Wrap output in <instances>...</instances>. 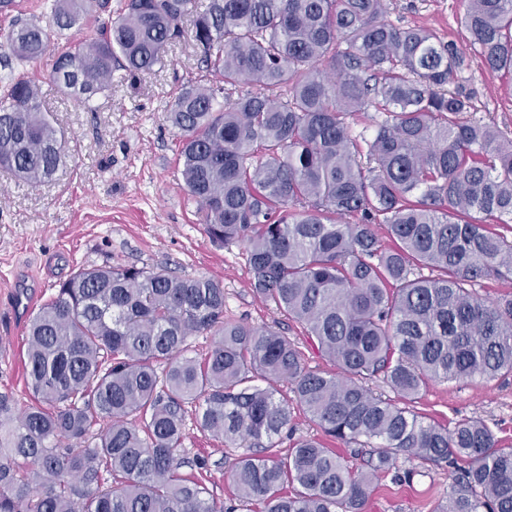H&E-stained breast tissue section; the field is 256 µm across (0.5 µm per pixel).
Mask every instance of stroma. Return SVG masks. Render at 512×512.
<instances>
[{
	"label": "stroma",
	"mask_w": 512,
	"mask_h": 512,
	"mask_svg": "<svg viewBox=\"0 0 512 512\" xmlns=\"http://www.w3.org/2000/svg\"><path fill=\"white\" fill-rule=\"evenodd\" d=\"M462 11L460 0H388L386 18L454 42L465 58L454 81L472 92L477 117L512 130V77L489 70L473 54ZM200 58L192 21L184 19L165 67L132 78L116 72L111 89L87 106L52 87L54 50L35 61L0 64V79L20 73L39 80L42 108L63 130L69 154L66 167L42 184L0 172V390L12 391L19 404L31 400L23 363L31 315L60 282L94 265L134 264L220 280L225 319L269 327L299 348L310 369L333 371L302 325L253 295L245 243L220 247L209 240L206 214L182 181L179 137L165 113L183 85L209 82ZM413 408L441 423L481 418L502 446H512V375L433 382ZM183 448L189 463L180 476L202 480L237 512H254L237 501L228 478L227 457L236 447L204 434L190 417ZM199 452L208 454L209 471L191 466ZM447 494V466H426L407 483L380 477L364 512H436Z\"/></svg>",
	"instance_id": "obj_1"
}]
</instances>
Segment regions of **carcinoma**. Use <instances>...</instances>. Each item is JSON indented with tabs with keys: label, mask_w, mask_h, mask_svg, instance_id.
<instances>
[{
	"label": "carcinoma",
	"mask_w": 512,
	"mask_h": 512,
	"mask_svg": "<svg viewBox=\"0 0 512 512\" xmlns=\"http://www.w3.org/2000/svg\"><path fill=\"white\" fill-rule=\"evenodd\" d=\"M464 2L471 49L512 75V0ZM97 6L53 0L47 26L15 16L0 56L41 57ZM386 13V0H124L98 38L55 57V90L88 105L114 72L162 65L193 15L215 81L184 86L167 112L182 180L211 242L246 241L253 293L341 374L306 368L274 330L224 319L217 280L82 268L27 324L31 403L0 392V512H224L178 474L189 412L252 448L229 478L258 512H363L377 476L407 482L416 467L400 464L414 461L448 465L439 512H512V448L480 418L450 428L411 408L431 382L512 374V297L474 290L512 274V240L488 228L512 230V137L467 117L464 86L448 89L463 64L454 43ZM41 98L18 76L0 101V170L29 184L68 158ZM369 110L386 119L360 140L351 119ZM422 266L437 275L416 276ZM204 334L210 350L189 355ZM374 379L396 399L374 395ZM295 405L366 466L312 437L275 450Z\"/></svg>",
	"instance_id": "carcinoma-1"
}]
</instances>
